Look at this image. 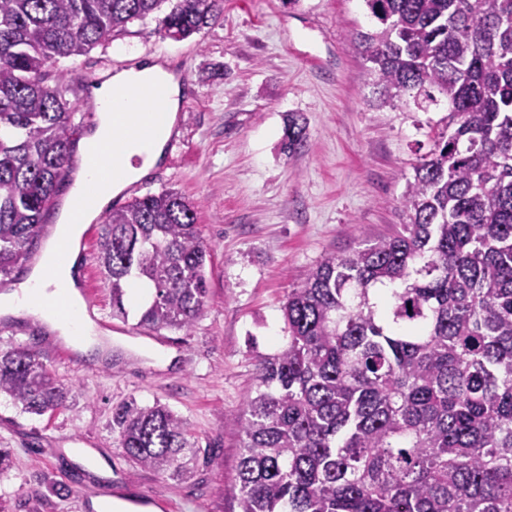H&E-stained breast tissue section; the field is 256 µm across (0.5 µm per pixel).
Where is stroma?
I'll list each match as a JSON object with an SVG mask.
<instances>
[{
    "instance_id": "stroma-1",
    "label": "stroma",
    "mask_w": 512,
    "mask_h": 512,
    "mask_svg": "<svg viewBox=\"0 0 512 512\" xmlns=\"http://www.w3.org/2000/svg\"><path fill=\"white\" fill-rule=\"evenodd\" d=\"M364 0H224V17L186 40L163 39L156 18L130 24L70 66L66 100L74 124L87 113L86 84L152 58L188 86L164 158L114 197L120 206L165 188L196 206L210 247V303L190 331L143 338L137 303L112 314L98 261V224L87 226L84 263L98 327L112 356L65 358L37 324L0 327V349H37L73 393L51 414L21 411L0 395L5 512H85L109 503L116 481L145 512H235L242 401L256 386L255 358L286 345L281 307L327 253L393 233L412 166L431 147L445 109L377 108L357 32L374 27ZM305 128L301 149L283 151L290 116ZM174 352L171 363L158 355ZM161 402L187 420L214 464L180 482L133 466L115 447L112 408ZM66 486L61 498L52 483Z\"/></svg>"
}]
</instances>
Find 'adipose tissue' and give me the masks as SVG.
<instances>
[{"mask_svg":"<svg viewBox=\"0 0 512 512\" xmlns=\"http://www.w3.org/2000/svg\"><path fill=\"white\" fill-rule=\"evenodd\" d=\"M100 105V122L88 142L96 150L93 170L87 171L74 196L88 198L80 212L65 211L57 224L56 248L47 249L44 265L26 276L17 288L0 294V315H31L47 322L66 341L85 353L105 350L107 342L83 311L75 287L78 268L60 245L74 244L129 182L147 175L164 157L183 87L163 65L119 71L93 91Z\"/></svg>","mask_w":512,"mask_h":512,"instance_id":"1","label":"adipose tissue"}]
</instances>
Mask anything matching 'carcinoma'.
I'll use <instances>...</instances> for the list:
<instances>
[{"instance_id": "obj_1", "label": "carcinoma", "mask_w": 512, "mask_h": 512, "mask_svg": "<svg viewBox=\"0 0 512 512\" xmlns=\"http://www.w3.org/2000/svg\"><path fill=\"white\" fill-rule=\"evenodd\" d=\"M173 5L161 38L220 20L224 0H0V276L28 262L69 181L66 62ZM356 34L377 106L427 112L406 222L328 253L283 304L287 345L256 359L242 402L238 512H512V0H365ZM288 151L304 128L291 119ZM113 315L128 279L153 288L139 326L191 329L208 303L210 248L175 190L104 217ZM388 292H383V288ZM0 394L30 414L65 406L29 346L0 349ZM132 464L187 480L213 453L156 401L112 409Z\"/></svg>"}]
</instances>
